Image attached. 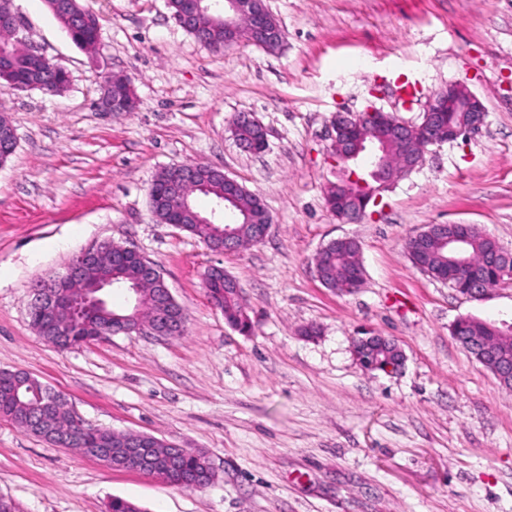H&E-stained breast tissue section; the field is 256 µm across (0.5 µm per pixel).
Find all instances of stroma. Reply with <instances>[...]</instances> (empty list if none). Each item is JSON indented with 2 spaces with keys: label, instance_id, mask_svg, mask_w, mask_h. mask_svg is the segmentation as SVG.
Listing matches in <instances>:
<instances>
[{
  "label": "stroma",
  "instance_id": "1",
  "mask_svg": "<svg viewBox=\"0 0 512 512\" xmlns=\"http://www.w3.org/2000/svg\"><path fill=\"white\" fill-rule=\"evenodd\" d=\"M100 16L95 52L78 48L43 0H12L20 34L69 74L57 95L0 91L17 147L0 165V371L49 385L86 423L204 451L201 488L112 469L0 419V499L14 512H512V391L451 334L473 317L512 325V281L483 300L412 267L406 239L430 224H472L512 250V0H264L277 51L214 52L167 0H85ZM128 76L132 112L93 102L104 72ZM420 94L400 100L396 75ZM465 83L482 131L428 147L379 206L341 222L332 120L373 106L417 123L429 96ZM240 112L267 147L235 143ZM218 167L261 197L267 238L229 253L157 223L155 175ZM360 246L364 282L325 288L314 256L337 238ZM112 241L155 264L187 315L185 335L120 334L62 350L35 334L31 289L83 250ZM224 268L243 289L249 333L203 287ZM314 325L318 336H303ZM372 330L406 355L367 370L352 341Z\"/></svg>",
  "mask_w": 512,
  "mask_h": 512
}]
</instances>
